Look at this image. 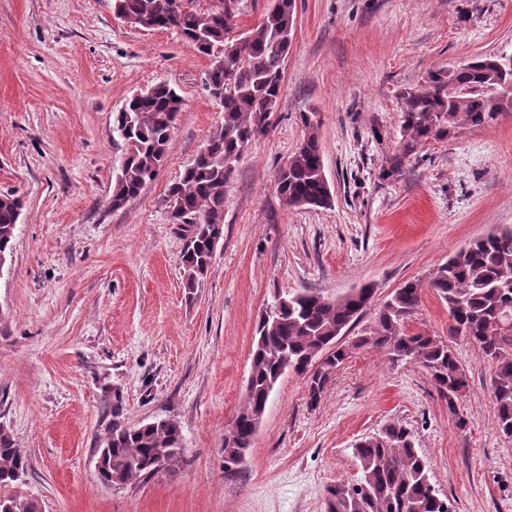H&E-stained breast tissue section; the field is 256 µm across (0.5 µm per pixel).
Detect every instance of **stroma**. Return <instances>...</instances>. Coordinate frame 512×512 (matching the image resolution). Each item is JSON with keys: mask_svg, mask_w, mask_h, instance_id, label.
Wrapping results in <instances>:
<instances>
[{"mask_svg": "<svg viewBox=\"0 0 512 512\" xmlns=\"http://www.w3.org/2000/svg\"><path fill=\"white\" fill-rule=\"evenodd\" d=\"M512 54V0H296V28L270 131L224 195V236L187 293L168 186L222 121L208 60L173 31L118 18L112 0H0V193L24 201L0 268V423L30 460L16 493L42 512H327L359 478L354 445L410 429L455 512H512V437L495 427L491 367L454 340L469 387L458 427L413 362L354 349L317 407L302 376L275 386L253 446L224 472L256 322L279 294L333 298L364 284L367 335L405 281H428L466 243L512 227V112L427 142L402 176L401 94L479 56ZM165 80L183 97L168 160L125 209L109 197L122 163L112 119ZM318 115L329 209L288 207L276 172ZM447 306L424 291L409 332L447 336ZM120 414H113V402ZM172 419L182 447L153 474L106 484L97 452L113 424Z\"/></svg>", "mask_w": 512, "mask_h": 512, "instance_id": "stroma-1", "label": "stroma"}]
</instances>
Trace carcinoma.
Instances as JSON below:
<instances>
[{
	"mask_svg": "<svg viewBox=\"0 0 512 512\" xmlns=\"http://www.w3.org/2000/svg\"><path fill=\"white\" fill-rule=\"evenodd\" d=\"M113 11L124 20H146L152 30H173L197 54L209 61L207 88L222 89L220 126L205 142L179 179L167 190L166 201L175 233L183 241V288L190 291L206 277L214 259L212 242L224 235V193L236 167L253 142L264 137L283 90L284 63L295 30V0H268L260 22L233 38L238 10L225 0H211L204 10L182 9L176 0H113ZM234 48L227 53L228 48ZM499 55L481 56L450 78L431 76L428 87L402 96V131L398 153L382 168L381 177L401 175L430 140L443 139L465 127L494 122L512 104L502 95L512 82V69L498 68ZM182 97L167 82L132 96L114 113L112 135L123 151L112 184L109 206L121 210L144 190L168 156ZM308 133L294 154L279 167L275 184L290 208H328L333 195L324 174L316 113L302 114ZM23 203L0 194V255H10ZM448 307V339L430 333H410L405 322L419 308L424 288ZM374 289L365 284L334 299L308 290L288 293L272 307L274 316L260 317L254 332L242 407L224 431V473L232 474L252 446L254 418L285 370L306 378L307 399L316 407L331 374L352 354L340 334L371 305ZM476 344L491 365L496 426L512 436V228L505 227L469 242L448 257L424 284L404 282L376 313L369 335L355 347L371 346L393 362L419 364L438 394L448 402V414L458 427L467 424L460 413L468 378L449 341ZM180 425L171 419L133 427L112 426L103 443L105 483H122L152 474L159 455L173 458L181 448ZM361 477L327 488L328 512H453L430 480V463L415 447L411 431L389 424L354 446ZM29 459L0 424V488L23 482ZM0 512H40L21 495H0Z\"/></svg>",
	"mask_w": 512,
	"mask_h": 512,
	"instance_id": "cac0c4a2",
	"label": "carcinoma"
}]
</instances>
